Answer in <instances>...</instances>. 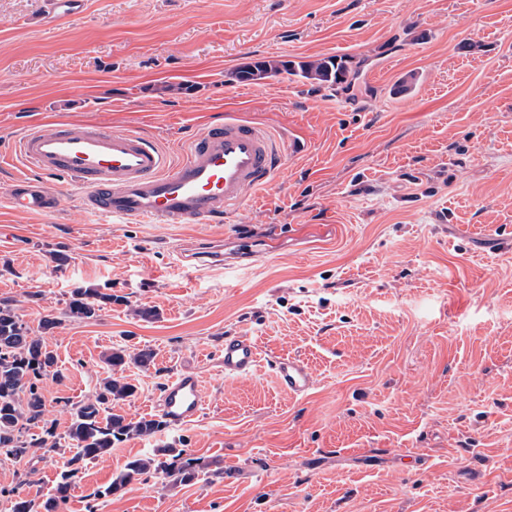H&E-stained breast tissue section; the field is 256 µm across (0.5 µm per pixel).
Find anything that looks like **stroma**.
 Returning <instances> with one entry per match:
<instances>
[{"label":"stroma","mask_w":512,"mask_h":512,"mask_svg":"<svg viewBox=\"0 0 512 512\" xmlns=\"http://www.w3.org/2000/svg\"><path fill=\"white\" fill-rule=\"evenodd\" d=\"M348 58L353 91L285 74L231 80L262 59ZM415 74L409 95L396 83ZM234 114L288 147L269 187L228 223L121 224L64 207L10 209L20 162L0 167V302L45 334L57 376L43 393L57 437L91 397L112 349L135 421L174 375L202 380L200 417L131 438L89 463L65 512H512V0H0V153L29 127L81 121L150 136L178 160L187 139ZM222 242L223 264L182 262V240ZM262 257L238 259L242 240ZM112 294L71 318L74 290ZM153 317H143L146 309ZM260 360L228 379L225 337ZM303 360L302 395L275 383ZM184 443L205 470L158 474L99 499L126 462ZM66 445L37 448L16 486L0 460V512L45 503ZM280 385L292 394H304L313 384L311 369L304 362L295 358H279L272 362Z\"/></svg>","instance_id":"stroma-1"}]
</instances>
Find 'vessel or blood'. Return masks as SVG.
Segmentation results:
<instances>
[{"mask_svg": "<svg viewBox=\"0 0 512 512\" xmlns=\"http://www.w3.org/2000/svg\"><path fill=\"white\" fill-rule=\"evenodd\" d=\"M30 169L14 181L13 211L52 215L62 198L50 195L36 174H62L81 191L80 206L93 217L147 224H220L251 193L267 187L282 168L284 146L262 125L237 117L210 125L190 140L181 159L139 133L83 123L34 126L13 145ZM259 361L251 337L224 339V374L249 376ZM280 385L292 394L313 384L311 369L295 358L273 360ZM202 381L192 372L171 378L154 408L175 429L196 419L203 407Z\"/></svg>", "mask_w": 512, "mask_h": 512, "instance_id": "obj_1", "label": "vessel or blood"}]
</instances>
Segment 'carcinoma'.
<instances>
[{
  "label": "carcinoma",
  "instance_id": "obj_1",
  "mask_svg": "<svg viewBox=\"0 0 512 512\" xmlns=\"http://www.w3.org/2000/svg\"><path fill=\"white\" fill-rule=\"evenodd\" d=\"M342 57H320L307 61H259L253 64L260 74L273 76L288 73L326 88L353 87L358 70ZM112 302V294L93 289H77L72 294L68 315L92 318L102 305ZM149 367L154 353L148 348L134 355L118 348L106 356L107 376L94 395L73 408L67 432L71 441L66 469L60 474L53 498L46 502V512H64L72 486L81 478L84 467L107 454L117 442L133 437L151 436L165 422L157 418L126 420L112 412V406L136 393L134 386L122 382L118 373L129 363ZM56 356L45 345L44 337L35 334L20 321L14 308L0 305V456L14 462L25 460L33 449L47 446L56 439L53 423L46 419V401L42 380L53 372ZM174 481L188 483L203 472V464L188 454L187 449L173 444L154 449L146 456L134 457L103 490L91 493L95 499L116 493L134 481H146L158 473Z\"/></svg>",
  "mask_w": 512,
  "mask_h": 512
}]
</instances>
